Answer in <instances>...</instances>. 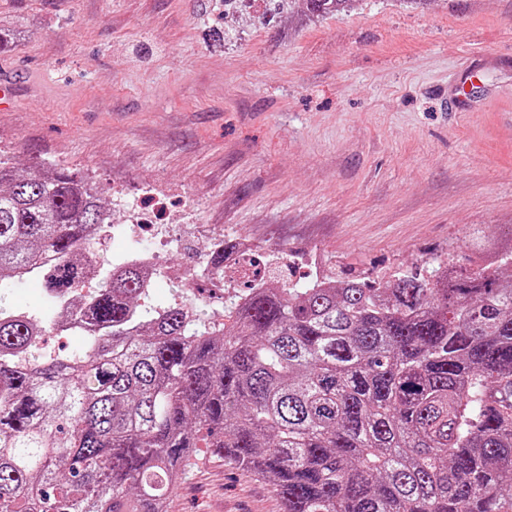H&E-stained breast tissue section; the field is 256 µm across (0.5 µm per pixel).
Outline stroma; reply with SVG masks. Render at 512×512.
Segmentation results:
<instances>
[{
    "label": "stroma",
    "mask_w": 512,
    "mask_h": 512,
    "mask_svg": "<svg viewBox=\"0 0 512 512\" xmlns=\"http://www.w3.org/2000/svg\"><path fill=\"white\" fill-rule=\"evenodd\" d=\"M0 150L65 165L114 220L151 189L161 264L254 247V275H392L467 264L473 231L512 249V0H352L309 20L261 0H0ZM166 512H285L274 489L200 453Z\"/></svg>",
    "instance_id": "1"
}]
</instances>
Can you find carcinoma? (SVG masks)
Masks as SVG:
<instances>
[{
    "label": "carcinoma",
    "mask_w": 512,
    "mask_h": 512,
    "mask_svg": "<svg viewBox=\"0 0 512 512\" xmlns=\"http://www.w3.org/2000/svg\"><path fill=\"white\" fill-rule=\"evenodd\" d=\"M350 0H288L307 18ZM96 183L0 154V512H162L200 445L285 512H512V279L428 262L247 288L214 320L93 260ZM94 336L61 355L31 279ZM45 285L40 280H31L17 289L16 303L26 307L33 318L38 321L47 322V309L43 306Z\"/></svg>",
    "instance_id": "cac0c4a2"
}]
</instances>
